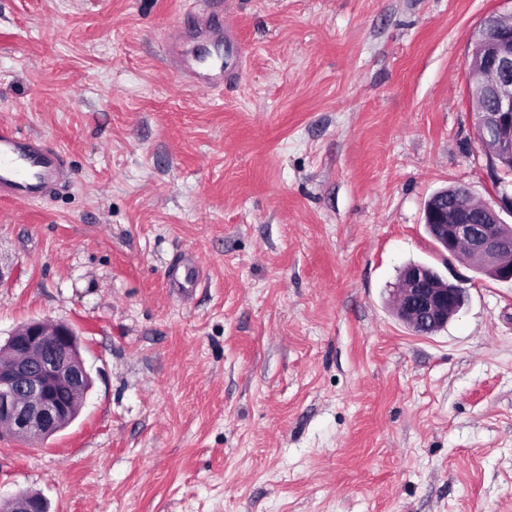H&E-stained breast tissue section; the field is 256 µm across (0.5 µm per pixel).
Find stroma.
<instances>
[{"mask_svg": "<svg viewBox=\"0 0 512 512\" xmlns=\"http://www.w3.org/2000/svg\"><path fill=\"white\" fill-rule=\"evenodd\" d=\"M197 0H0V121L67 155L0 204V345L71 324L74 421L0 438V512H512V284L430 336L396 315L437 190L498 188L465 58L512 0H236L242 65L183 83ZM193 251L190 302L165 273ZM166 47L172 66L189 85H206L211 89L224 87L225 73L232 69L224 67V60L219 52H206L190 60L183 54L181 40L176 36L166 42Z\"/></svg>", "mask_w": 512, "mask_h": 512, "instance_id": "obj_1", "label": "stroma"}]
</instances>
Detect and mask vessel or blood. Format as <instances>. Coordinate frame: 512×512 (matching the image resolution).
I'll use <instances>...</instances> for the list:
<instances>
[{
	"label": "vessel or blood",
	"mask_w": 512,
	"mask_h": 512,
	"mask_svg": "<svg viewBox=\"0 0 512 512\" xmlns=\"http://www.w3.org/2000/svg\"><path fill=\"white\" fill-rule=\"evenodd\" d=\"M221 0H201V15L207 18L201 37L222 46L234 43L239 34L225 24ZM168 58L189 85L215 89L223 86L226 69L221 54L204 53L187 58L180 38L166 43ZM70 176L63 152L50 140L23 132L12 124L0 125V203L44 202L63 187ZM170 287L191 294L201 281L193 253H184L171 267L167 277Z\"/></svg>",
	"instance_id": "vessel-or-blood-1"
}]
</instances>
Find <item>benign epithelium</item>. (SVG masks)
Wrapping results in <instances>:
<instances>
[{"label": "benign epithelium", "instance_id": "obj_1", "mask_svg": "<svg viewBox=\"0 0 512 512\" xmlns=\"http://www.w3.org/2000/svg\"><path fill=\"white\" fill-rule=\"evenodd\" d=\"M465 60L469 79L480 81V104L473 108L477 140L491 167L512 172V19L486 17L471 40ZM512 193L503 188L496 205L479 204L455 189L432 195L424 206V225L436 250L461 257L468 268L493 280L512 283ZM435 269L410 263L392 290L398 317L418 335L448 325L466 305L464 284ZM90 387L74 329L65 323L31 320L0 348V437L48 439L77 416V398ZM41 497L21 494L9 512H36Z\"/></svg>", "mask_w": 512, "mask_h": 512}]
</instances>
